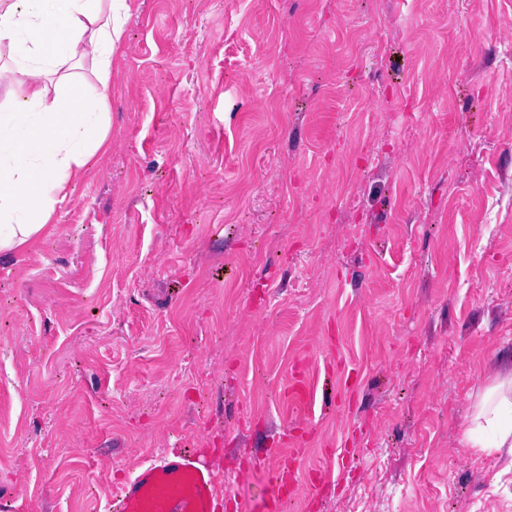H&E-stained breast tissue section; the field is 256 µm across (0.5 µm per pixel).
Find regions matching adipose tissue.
Masks as SVG:
<instances>
[{
  "mask_svg": "<svg viewBox=\"0 0 512 512\" xmlns=\"http://www.w3.org/2000/svg\"><path fill=\"white\" fill-rule=\"evenodd\" d=\"M128 0H0V253L42 236L108 140L112 55ZM91 61L96 85L69 109L72 65ZM476 448L512 447V401L492 394L474 419Z\"/></svg>",
  "mask_w": 512,
  "mask_h": 512,
  "instance_id": "obj_1",
  "label": "adipose tissue"
}]
</instances>
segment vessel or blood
<instances>
[{
	"label": "vessel or blood",
	"instance_id": "b4317fda",
	"mask_svg": "<svg viewBox=\"0 0 512 512\" xmlns=\"http://www.w3.org/2000/svg\"><path fill=\"white\" fill-rule=\"evenodd\" d=\"M227 490L198 452L180 450L143 466L112 501V512H224Z\"/></svg>",
	"mask_w": 512,
	"mask_h": 512
}]
</instances>
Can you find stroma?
Instances as JSON below:
<instances>
[{
	"label": "stroma",
	"mask_w": 512,
	"mask_h": 512,
	"mask_svg": "<svg viewBox=\"0 0 512 512\" xmlns=\"http://www.w3.org/2000/svg\"><path fill=\"white\" fill-rule=\"evenodd\" d=\"M109 112L0 253V512L173 448L224 512H512V0H131ZM469 431L470 443L475 448L512 447V401L490 394L474 419Z\"/></svg>",
	"instance_id": "1"
}]
</instances>
